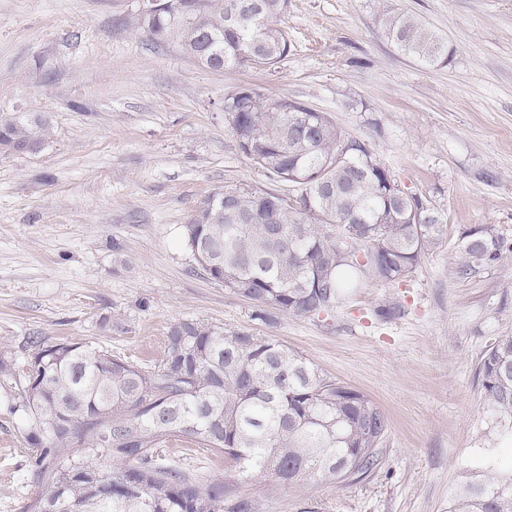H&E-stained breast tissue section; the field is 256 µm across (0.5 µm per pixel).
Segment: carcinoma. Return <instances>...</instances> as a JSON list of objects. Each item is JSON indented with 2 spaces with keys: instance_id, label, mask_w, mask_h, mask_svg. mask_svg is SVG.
Listing matches in <instances>:
<instances>
[{
  "instance_id": "1",
  "label": "carcinoma",
  "mask_w": 512,
  "mask_h": 512,
  "mask_svg": "<svg viewBox=\"0 0 512 512\" xmlns=\"http://www.w3.org/2000/svg\"><path fill=\"white\" fill-rule=\"evenodd\" d=\"M136 27L199 65L271 68L288 57L281 26L288 0H160ZM400 52L424 64L448 62V45L422 20L387 7L378 17ZM237 147L266 176L294 187L226 189L195 207L184 239L212 279L256 307L255 318L330 315L368 280L400 285L446 233L442 213L406 191L369 144L325 112L251 87L224 99ZM49 121L0 117V153L30 155L48 144ZM454 274L466 279L498 265L512 243L489 225L461 231ZM404 313L389 298L374 311ZM22 369L0 359V376L23 377L22 407L34 431L37 476L61 485L47 512H224L229 490L170 463L165 447L183 438L245 473L294 486L321 478L339 486L377 464L387 420L360 391L300 353L248 330L183 319L162 358L143 367L80 342L46 344ZM476 377L496 438L512 440V336L484 349ZM55 416L49 427L44 418ZM112 456V482L93 461ZM448 512H512V466L493 455L467 473Z\"/></svg>"
}]
</instances>
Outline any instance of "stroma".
Segmentation results:
<instances>
[{
    "label": "stroma",
    "instance_id": "1",
    "mask_svg": "<svg viewBox=\"0 0 512 512\" xmlns=\"http://www.w3.org/2000/svg\"><path fill=\"white\" fill-rule=\"evenodd\" d=\"M386 4L443 38L447 63L399 52L377 22ZM137 12L138 0H0V116L52 128L39 154H0V356L26 363L39 336L150 365L182 319L271 337L379 406L376 467L346 486L274 488L185 439L172 464L223 480L253 512H448L493 425L477 362L512 336V256L453 274L463 229L512 239V0H290L288 57L219 72L152 42ZM243 87L329 113L442 212L443 241L399 290L402 318L376 321L391 290L370 282L332 315L268 325L200 269L182 237L197 204L272 186L223 108ZM21 394L0 378V512H28L43 490Z\"/></svg>",
    "mask_w": 512,
    "mask_h": 512
}]
</instances>
